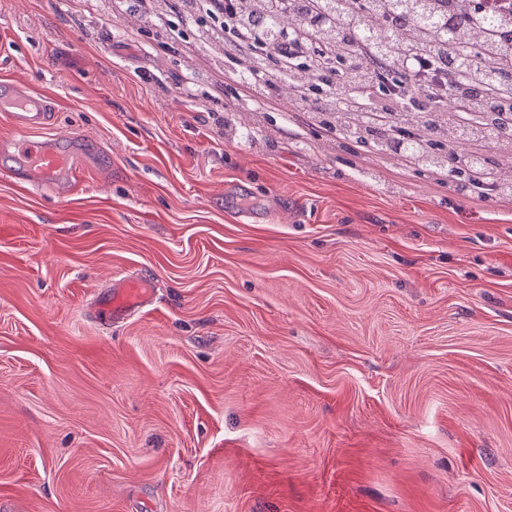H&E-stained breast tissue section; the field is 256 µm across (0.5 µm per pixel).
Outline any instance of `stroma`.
Masks as SVG:
<instances>
[{
  "instance_id": "1",
  "label": "stroma",
  "mask_w": 512,
  "mask_h": 512,
  "mask_svg": "<svg viewBox=\"0 0 512 512\" xmlns=\"http://www.w3.org/2000/svg\"><path fill=\"white\" fill-rule=\"evenodd\" d=\"M221 22L0 0V85L96 146L65 197L0 153V512H512V196L339 149ZM112 294L107 300L104 315L113 321L124 318L144 307L150 297V284L142 279L124 280L112 285Z\"/></svg>"
}]
</instances>
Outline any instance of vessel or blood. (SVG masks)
<instances>
[{"label": "vessel or blood", "mask_w": 512, "mask_h": 512, "mask_svg": "<svg viewBox=\"0 0 512 512\" xmlns=\"http://www.w3.org/2000/svg\"><path fill=\"white\" fill-rule=\"evenodd\" d=\"M0 112L8 113L13 134L4 147L14 162V174L34 187L50 185L66 192L82 163L80 153L64 149L58 139L40 136L50 118L47 101L11 95L0 99ZM150 297V285L141 279L114 284L105 304V315L119 320L144 307Z\"/></svg>", "instance_id": "1"}]
</instances>
